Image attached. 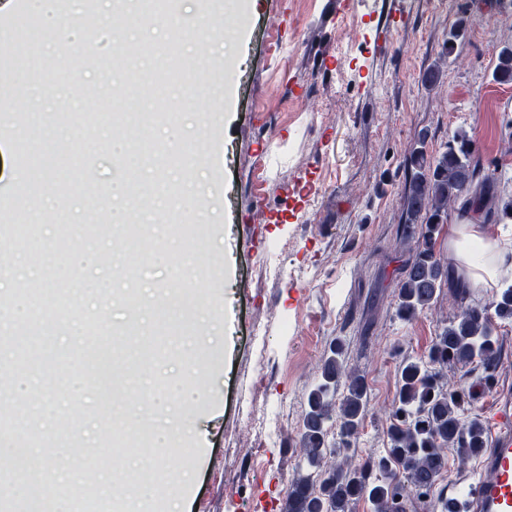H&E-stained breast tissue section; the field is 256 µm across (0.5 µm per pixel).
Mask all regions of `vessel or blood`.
<instances>
[{
  "label": "vessel or blood",
  "instance_id": "vessel-or-blood-1",
  "mask_svg": "<svg viewBox=\"0 0 512 512\" xmlns=\"http://www.w3.org/2000/svg\"><path fill=\"white\" fill-rule=\"evenodd\" d=\"M489 426L495 436L493 446L480 450L476 477L460 497L449 500L464 512H512V401L495 406Z\"/></svg>",
  "mask_w": 512,
  "mask_h": 512
}]
</instances>
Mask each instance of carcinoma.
<instances>
[{
    "instance_id": "cac0c4a2",
    "label": "carcinoma",
    "mask_w": 512,
    "mask_h": 512,
    "mask_svg": "<svg viewBox=\"0 0 512 512\" xmlns=\"http://www.w3.org/2000/svg\"><path fill=\"white\" fill-rule=\"evenodd\" d=\"M495 75L512 81V45L500 50ZM427 136L420 131L403 160L397 239L404 260L396 315L404 321L435 306L448 285V263L434 250L448 204L463 197L471 212L499 224L512 222V196L501 178L480 164L468 132L455 131L436 156L426 150ZM459 302V312L435 337L427 356H407L399 366L386 453L358 463L336 461L329 434L336 429L340 443L350 446L360 433L370 394L365 378L346 369L344 340L331 341L303 420L308 473L289 486L286 512H348L359 499L367 500L372 512H406L405 500L412 493L433 491L448 466V450L485 447L483 425L468 413L466 390L448 388L444 372L450 363L497 367L502 341L486 309L468 303L464 295ZM490 307L497 319L512 320V282H502ZM341 384L344 393L338 398L330 386Z\"/></svg>"
}]
</instances>
